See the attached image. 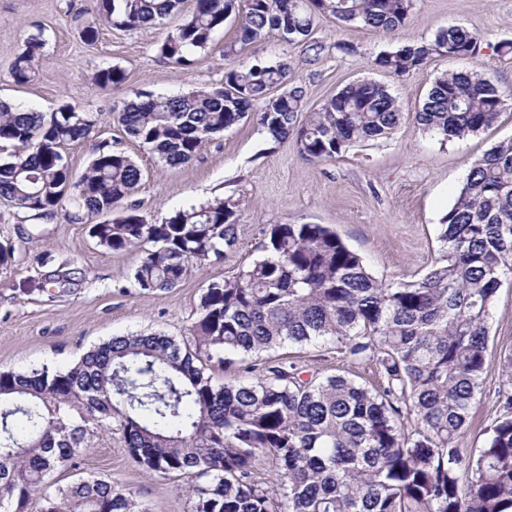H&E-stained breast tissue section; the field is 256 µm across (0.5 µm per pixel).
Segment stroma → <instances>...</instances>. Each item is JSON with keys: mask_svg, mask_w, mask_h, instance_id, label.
Returning a JSON list of instances; mask_svg holds the SVG:
<instances>
[{"mask_svg": "<svg viewBox=\"0 0 512 512\" xmlns=\"http://www.w3.org/2000/svg\"><path fill=\"white\" fill-rule=\"evenodd\" d=\"M87 0H0V99L25 109L51 113L65 102L92 115L89 139L68 145L64 154L74 176H81L99 142H111L143 170L132 199L150 224L175 210L228 196L243 201L238 245L222 263L192 270L173 289L143 292L133 286L142 249L114 251L98 245L87 223L67 221L63 213L32 220L0 201V242L13 244L14 258L0 267V371L62 369L88 350L115 336L162 333L189 338L210 282L237 276L258 257L264 228L274 224H323L358 253L379 279L413 282L437 254L436 228L452 206L471 163L499 141L512 138V105L477 135L440 142L422 132L412 118L431 84L441 74L475 68L497 79L512 96V54L497 53L512 41V0H416L406 23L391 33L340 28L320 18L314 36L325 45L315 61L301 47L286 46L277 34L248 45L239 64L273 63L289 58V86L303 92V109L319 108L344 85L371 79L388 86L405 118L386 141L348 148L340 157L303 161L293 140L265 139L254 121L240 122L202 144L189 163L166 167L130 137L116 121L114 106L154 93L182 95L224 83V47L238 37L236 20L217 29L207 49L191 53L188 64L163 58L159 46L175 20L133 30L103 23L94 44L79 35ZM459 25L483 38L477 59L440 58L422 70L396 78L375 68L383 50L430 37ZM42 32L44 57L25 85L15 84L11 69L25 39ZM344 41L354 47L342 54ZM121 68L122 82L100 88L95 73ZM67 273V281L49 287L48 275ZM492 358L512 352V282L499 289L490 319ZM278 358L295 363L305 376L336 373L372 386L374 368L350 362L335 346H287ZM501 373L490 368L470 420L465 446L476 451L487 428L503 414L498 398ZM77 469L55 473L53 483L69 484L90 475L105 476L151 512H189L183 479L144 473L127 455L119 433H103L82 448Z\"/></svg>", "mask_w": 512, "mask_h": 512, "instance_id": "35a3bbf8", "label": "stroma"}]
</instances>
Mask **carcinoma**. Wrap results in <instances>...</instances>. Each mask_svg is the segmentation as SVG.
<instances>
[{"instance_id": "carcinoma-1", "label": "carcinoma", "mask_w": 512, "mask_h": 512, "mask_svg": "<svg viewBox=\"0 0 512 512\" xmlns=\"http://www.w3.org/2000/svg\"><path fill=\"white\" fill-rule=\"evenodd\" d=\"M414 2L194 0L185 14L184 0H93L95 19L80 37L94 43L99 20L130 30L177 18L159 53L187 63L233 16L240 35L224 56L234 59L275 31L313 61L325 50L312 37L316 16L388 33L407 21ZM481 44L477 32L448 26L378 53L374 65L400 77L438 57H475ZM44 47L42 33L27 37L12 66L17 83L32 80ZM289 70L283 60L237 65L221 88L149 94L112 112L169 167L249 117L272 141L294 137L310 162L388 139L402 123L397 98L372 80L346 84L313 112H303L300 93L272 99ZM124 78L115 67L95 74L103 89ZM504 107V92L485 73H443L414 120L446 142L490 127ZM94 127L70 103L46 115L0 101V149L16 148L0 159V199L38 218L54 215L66 198L71 220L109 216L94 226L99 244L115 251L152 244L133 274L143 292L170 290L190 268L221 262L237 246L242 203L231 196L146 223L130 202L143 170L109 142L98 143L72 181L62 149L90 138ZM437 242L420 279L386 282L330 228L275 224L245 271L208 285L189 339L116 336L65 370L0 372V512H27L34 499L40 512H150L104 477L46 493L50 475L74 467L88 440L114 430L145 473L186 479L191 512H512L511 354L500 362L506 414L478 454L463 446L491 366V309L503 280H512V139L472 162ZM320 343L374 363L378 386L341 374L304 381L294 364L260 357ZM215 364H237L241 376L217 382ZM267 465L278 471L274 487L262 477Z\"/></svg>"}]
</instances>
